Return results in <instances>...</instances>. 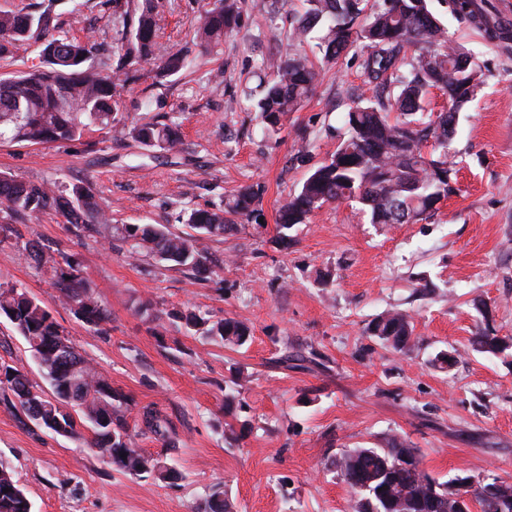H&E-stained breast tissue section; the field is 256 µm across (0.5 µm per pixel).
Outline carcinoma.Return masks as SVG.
Masks as SVG:
<instances>
[{
    "label": "carcinoma",
    "instance_id": "obj_1",
    "mask_svg": "<svg viewBox=\"0 0 512 512\" xmlns=\"http://www.w3.org/2000/svg\"><path fill=\"white\" fill-rule=\"evenodd\" d=\"M59 0H42L26 11L0 10V61H11L20 52H35L41 65L28 71L0 76V143L45 144L78 141L92 128L114 133L119 141L170 152L182 145L179 124L152 122L132 127L119 118L118 88L138 80V66L152 65L155 82L161 83L192 68L195 58L187 50L159 56L156 37L160 29L158 0H103L101 6L122 29L114 39L112 54L99 53L95 42L81 40L63 30ZM307 9L289 27L285 39L292 52L269 59L275 73L257 102L265 129L276 134L311 94L317 72L306 57L295 52L314 42L326 63L360 47L365 56L366 82L378 93L374 99L351 108L345 121L349 135L324 161L311 169L299 191L280 206L277 224L290 229L303 224L323 205L354 201L367 209L373 224H409L434 215L436 203L448 198V138L460 110V99L471 101L482 83L481 67L467 70L461 60L471 54L448 41L444 28L429 8L428 0H306ZM450 12L460 22L481 31L489 42L512 37V23L495 13L490 0H449ZM244 0H213L197 18L193 42L200 53L224 44L239 28ZM433 88L448 95V109L427 112L423 101ZM433 141V151L423 146ZM260 191L240 189L223 208L195 209L186 224L190 233L174 234L158 224H124L116 231L130 242L132 256L148 253L160 262L187 269L195 276L210 271L200 237L224 236L228 215L246 220L255 212ZM59 213L81 230L105 221L93 188L85 184L30 182L0 174V213L13 222L44 211ZM26 256L43 272L55 277L63 300L89 329L101 331L109 314L94 289L79 275L73 261L68 270L40 246L25 248ZM23 337L49 383L54 398L37 390L26 373L0 362L6 380L0 389L11 393L26 416L66 438L85 441L83 428L92 431L87 442L118 470L155 482L169 483L176 472L160 457L137 445L145 436L172 448L168 423L154 407L140 410L141 427L128 421L131 399L112 387L95 363L80 353L64 327L44 303L23 288L0 286V318ZM190 330L208 338L242 347L250 339L247 324L232 318L212 319L195 312L180 314ZM367 332L382 343L403 350L413 341L409 314L388 310L377 315ZM501 339L484 330L472 345L490 353ZM243 374L224 389V408L232 412ZM349 487L352 512H407L410 504L428 502L442 494V484L419 467L415 449L392 440L385 448H354L331 462ZM372 481L379 496L368 502L357 485ZM9 492H4V489ZM478 512H512L499 508L483 495L482 487L467 490ZM0 512H32V504L12 472L0 463ZM201 512H234L224 492L215 489Z\"/></svg>",
    "mask_w": 512,
    "mask_h": 512
}]
</instances>
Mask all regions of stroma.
I'll use <instances>...</instances> for the list:
<instances>
[{
    "label": "stroma",
    "instance_id": "obj_1",
    "mask_svg": "<svg viewBox=\"0 0 512 512\" xmlns=\"http://www.w3.org/2000/svg\"><path fill=\"white\" fill-rule=\"evenodd\" d=\"M159 2L158 53L190 45L208 0ZM433 8L449 39L475 57L484 83L448 143L454 193L413 224H373L358 204L339 202L279 232L280 202L335 149L365 89L361 53L348 49L279 134L264 132L252 108L259 63L285 52L281 34L304 12L303 0H286L274 16L248 8L241 29L178 81L159 84L147 71L124 89V122L176 118L179 152L98 131L67 143L0 144V172L89 182L115 226L183 233L191 210L222 206L244 186L261 191L256 218L204 240L215 272L203 281L149 256L130 259L121 236L104 244L93 232L75 235L52 211L0 230V285L44 302L114 388L166 416L177 446L178 480L155 482L116 471L85 444L0 405V463L32 512H197L217 487L236 512H350V490L332 460L393 437L415 448L438 482H512V39L487 42L440 0ZM60 9L70 35L112 43L118 23L100 0L76 15L65 2ZM32 242L77 262L109 313L102 333L60 301L26 256ZM387 310L413 319L404 350L366 332ZM187 311L242 320L252 339L226 348L186 330L176 315ZM484 327L507 341L504 352L472 347ZM453 349V368L434 366L437 353ZM0 360L47 389L28 345L2 318ZM239 369L243 407L228 414L224 387Z\"/></svg>",
    "mask_w": 512,
    "mask_h": 512
}]
</instances>
